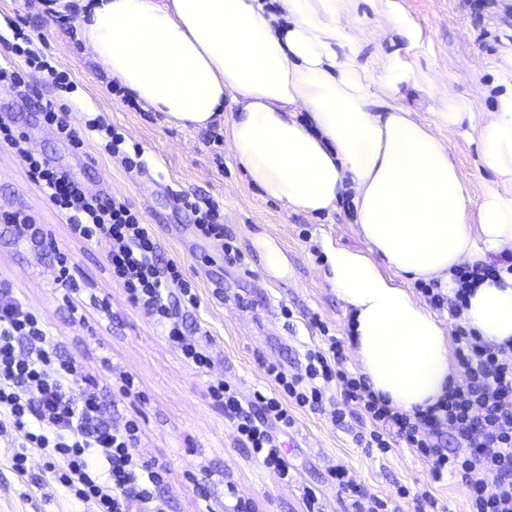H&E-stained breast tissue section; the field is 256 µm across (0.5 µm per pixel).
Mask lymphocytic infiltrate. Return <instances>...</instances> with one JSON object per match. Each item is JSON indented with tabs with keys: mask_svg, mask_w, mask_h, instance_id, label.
<instances>
[{
	"mask_svg": "<svg viewBox=\"0 0 512 512\" xmlns=\"http://www.w3.org/2000/svg\"><path fill=\"white\" fill-rule=\"evenodd\" d=\"M0 144L23 159L29 179L66 219L72 236L103 249L112 281L130 305L161 328L189 366L208 372L209 333L200 327L188 330L185 319L199 308L200 298L177 262L162 258L155 233L140 213L124 198L88 194L48 157L32 153L23 135L2 119ZM174 202L206 236L223 241L216 200L178 195ZM503 270L512 273V254L494 265L453 269L452 295L434 283L423 285L421 292L433 309L457 318L472 290ZM455 341L464 384L449 386L436 404L411 414L391 406L362 375L347 369L345 344L335 336L308 350L303 372L267 366L277 395L258 392L245 403L221 379L210 382L209 391L223 401L239 441L281 482H289L291 473L273 428L291 429L293 409L322 408L333 386L340 393L335 422L358 413L369 423V431L355 437L359 447L385 454L395 442H404L428 464L433 481L448 474L465 480L468 512H512V345H491L464 329ZM93 383L80 362L48 345L41 317L23 305L10 281L0 279V432L12 428L23 434L11 458L13 470L26 476L30 458L37 455L54 482L90 505L92 512H166L159 493L169 472L166 463L139 456L142 431L137 419L112 427L105 405L91 390ZM478 470L491 474L492 483L472 480ZM333 479L343 512H394L388 500L355 483L345 466L336 467Z\"/></svg>",
	"mask_w": 512,
	"mask_h": 512,
	"instance_id": "obj_1",
	"label": "lymphocytic infiltrate"
}]
</instances>
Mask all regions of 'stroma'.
<instances>
[{"mask_svg": "<svg viewBox=\"0 0 512 512\" xmlns=\"http://www.w3.org/2000/svg\"><path fill=\"white\" fill-rule=\"evenodd\" d=\"M20 25L58 71L75 83L64 94L42 85L27 71L23 56L0 47V65L26 70L32 94L67 105L72 123L84 127L98 117L137 147L144 171L126 169L111 156L106 140L86 133L81 148L56 138L39 112L16 89L0 83V115L10 116L27 148L85 182L90 193L126 198L152 225L161 252L181 264L197 287L196 317L210 333L213 368L204 376L185 365L161 329L132 307L112 282L103 252L76 241L67 223L28 179L12 149L0 146V205L34 215L48 241L66 250L72 272L84 290L78 315H71L52 284L49 255L0 242V277L13 282L21 299L43 318L48 339L81 362L97 380L112 421L138 418L144 459L167 462L163 488L170 512H233L237 500L257 504L258 512H302L305 488L320 493L327 512H342L331 471L345 465L355 480L384 498L397 486L416 490L433 484L449 512H467L460 478L432 483L429 466L405 445L387 454L357 446L354 436L367 423L348 417L334 425L329 412L294 410L295 425L275 437L288 453L293 485L281 486L272 473L236 440L233 422L210 394L208 381L235 385L243 400L255 392L272 394L265 367L278 363L300 372L308 348L323 335L348 338L351 312L325 280V241L351 249L366 244L352 222L348 204L321 215L290 213L265 200L237 166L225 141L210 142L202 130L165 122L148 105H136L129 91L114 93L113 80L94 61L77 32L76 12L49 10L45 0H0V34ZM336 24L355 41L358 64L375 93L394 102L440 136L448 137L459 172L478 208L497 178L480 162L478 127L448 129L439 116L445 100L465 101L478 111L495 109L491 87L500 79L505 51L512 49V0H349ZM204 194L223 209L224 230L243 255L232 264L219 241L203 237L172 192ZM274 249L279 266L268 263ZM223 282L215 293V282ZM132 375L134 394H125L119 374ZM10 436L0 437V512H89L33 458L27 476L12 468ZM400 512H413L411 500L397 499Z\"/></svg>", "mask_w": 512, "mask_h": 512, "instance_id": "1", "label": "stroma"}]
</instances>
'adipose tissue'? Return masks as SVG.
Instances as JSON below:
<instances>
[{
    "label": "adipose tissue",
    "instance_id": "obj_1",
    "mask_svg": "<svg viewBox=\"0 0 512 512\" xmlns=\"http://www.w3.org/2000/svg\"><path fill=\"white\" fill-rule=\"evenodd\" d=\"M80 0V37L98 63L178 127L224 123L237 165L284 210L317 215L348 202L367 244H326L327 280L353 310L352 347L371 389L406 412L460 380L443 323L384 275L451 282L453 268L512 250V89L481 125V163L499 187L469 211L445 139L371 92L346 0ZM235 113L225 116V105ZM464 323L512 342V273L471 293Z\"/></svg>",
    "mask_w": 512,
    "mask_h": 512
}]
</instances>
